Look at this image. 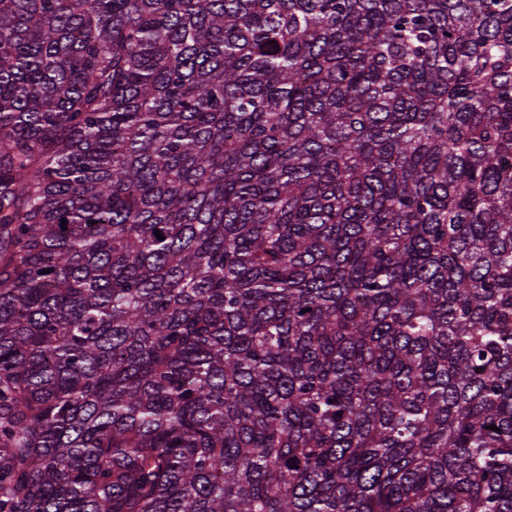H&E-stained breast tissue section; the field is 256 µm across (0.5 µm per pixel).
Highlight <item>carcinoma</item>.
I'll list each match as a JSON object with an SVG mask.
<instances>
[{
    "mask_svg": "<svg viewBox=\"0 0 512 512\" xmlns=\"http://www.w3.org/2000/svg\"><path fill=\"white\" fill-rule=\"evenodd\" d=\"M0 512H512V0H0Z\"/></svg>",
    "mask_w": 512,
    "mask_h": 512,
    "instance_id": "carcinoma-1",
    "label": "carcinoma"
}]
</instances>
